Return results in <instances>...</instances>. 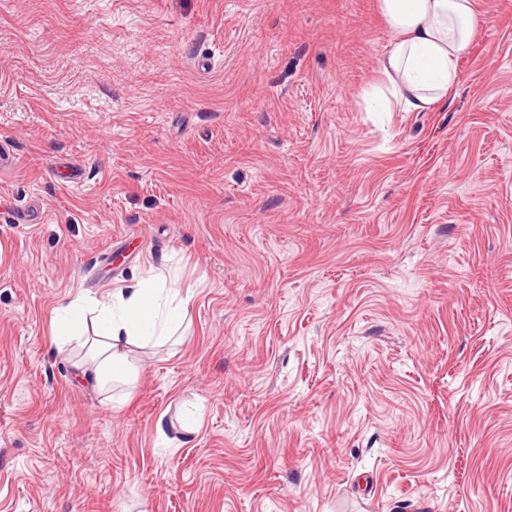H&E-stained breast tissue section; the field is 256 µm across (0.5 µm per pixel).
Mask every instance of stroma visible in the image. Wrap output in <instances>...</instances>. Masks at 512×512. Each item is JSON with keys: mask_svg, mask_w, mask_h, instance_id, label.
<instances>
[{"mask_svg": "<svg viewBox=\"0 0 512 512\" xmlns=\"http://www.w3.org/2000/svg\"><path fill=\"white\" fill-rule=\"evenodd\" d=\"M476 6L447 103L370 112L377 0H0V512H512V0ZM158 273L182 339L110 409L54 310Z\"/></svg>", "mask_w": 512, "mask_h": 512, "instance_id": "stroma-1", "label": "stroma"}]
</instances>
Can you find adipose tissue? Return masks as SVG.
Instances as JSON below:
<instances>
[{"label": "adipose tissue", "instance_id": "obj_1", "mask_svg": "<svg viewBox=\"0 0 512 512\" xmlns=\"http://www.w3.org/2000/svg\"><path fill=\"white\" fill-rule=\"evenodd\" d=\"M378 9L394 38L366 101L377 112L434 110L455 86L458 63L483 22L475 0H378ZM188 303L162 275L113 289L101 300L79 296L56 309L53 343L81 348L73 363L78 377L110 393L117 408L121 401L112 392L131 383L137 352L173 339Z\"/></svg>", "mask_w": 512, "mask_h": 512}]
</instances>
